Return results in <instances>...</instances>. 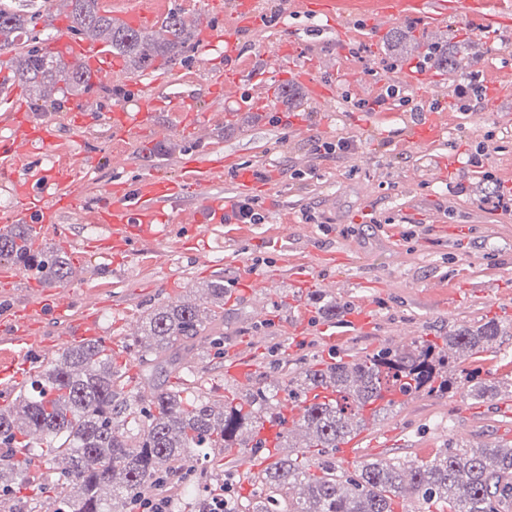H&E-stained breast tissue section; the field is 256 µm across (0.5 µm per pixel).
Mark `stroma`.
Returning <instances> with one entry per match:
<instances>
[{
	"mask_svg": "<svg viewBox=\"0 0 512 512\" xmlns=\"http://www.w3.org/2000/svg\"><path fill=\"white\" fill-rule=\"evenodd\" d=\"M279 2L265 0L262 29L239 34L250 60L239 91L257 96L271 90L270 105L259 113L240 109L231 124L224 121L223 99L207 96L208 84L224 68L218 50L204 55L193 46L178 66L143 73L163 102L156 119L169 130L156 142L137 133L123 138L112 132L110 114L141 93L127 66L97 76L100 118L82 127L75 125L69 104L83 97V88L57 85L53 105L41 108L28 85H20L31 116L51 123L57 142L69 145L82 202L63 216L65 235L49 232L39 243L40 249L64 252L66 276L46 280L27 268L24 282L13 292L0 293V312L30 301L34 286L71 289L75 307L90 299L99 302L100 324L118 346V363L132 392L145 399L151 385L182 390L194 379L198 386L190 390L192 396L208 400L243 394L242 386L224 377L231 356L253 365V388L273 391L308 367L352 362L420 339L440 343L449 325L494 318L502 334L484 352L463 357V384L456 395L417 394L369 423L360 431L359 451L341 469L353 476L367 461L428 459L459 442L473 448L512 445V417L498 412V400L469 392L475 383L512 379V319L499 314L512 307V212L498 209L495 197L499 185L512 184V119L507 116L512 105L495 94L502 78L512 73V35L489 37L462 10L429 26L397 18L389 29L405 31L407 40L393 55L385 36H374L367 24L377 0H336L332 27L304 13L281 16ZM13 6L26 14L42 12L35 34L45 49L57 36L55 19L70 11L67 0H13ZM288 39L299 42L305 60L318 61L317 78L335 85L334 101L314 100L302 84L293 100L278 93L266 66ZM434 42L467 44L468 71L442 76L433 70L420 86L387 97L375 111L358 107V100L384 94L400 81L409 64L424 63L426 47ZM181 70L194 73V81H178ZM473 77L481 78L482 95L468 99L465 110L450 106L433 113L440 130L435 141L422 147L411 142L403 114L413 111L421 97L440 94L444 83L458 87ZM185 98L206 115V141L186 132L187 110L175 105ZM286 112L306 122L309 138L288 135L278 121ZM341 138L350 144L347 151H320L321 143ZM479 146L484 153L477 176L463 181L441 175L438 157L454 152L466 165ZM204 149L228 159V175L214 186L225 196H233L239 168L267 173L269 180L258 194L264 223L208 224L200 228L194 246L173 236L140 241L119 262L84 252V243L101 231L89 223L97 215L94 202L113 181L132 187L152 172L177 176L176 159ZM117 158L123 168H114ZM308 214L314 222H305ZM244 271L262 283L248 297L231 286ZM298 274L311 277V288L295 287ZM218 279L226 282L229 297L224 325L192 349L197 371L184 366L153 370L152 355L137 343L147 315L171 301L210 306L208 286ZM314 290L340 304L335 319L311 303ZM363 310L373 317L365 332L349 321ZM290 320L299 324L300 333L286 330ZM179 480L200 492L173 499L171 512H200L218 483L231 512H254L267 495L260 483L244 479L229 458L217 468L195 463L180 471ZM58 509V493L44 481L19 484L12 498L0 503V512Z\"/></svg>",
	"mask_w": 512,
	"mask_h": 512,
	"instance_id": "obj_1",
	"label": "stroma"
}]
</instances>
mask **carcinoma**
Listing matches in <instances>:
<instances>
[{"mask_svg":"<svg viewBox=\"0 0 512 512\" xmlns=\"http://www.w3.org/2000/svg\"><path fill=\"white\" fill-rule=\"evenodd\" d=\"M34 20L0 3V51L11 55L12 77L42 89L45 97L60 83L85 82L84 71L58 56L38 48L17 53ZM70 22V30L102 43L140 72L182 62L193 28L179 12L164 18L158 36L117 26L102 13L99 0H71ZM429 54L439 68L469 66L447 48L433 46ZM27 244L26 232L0 238V261L65 277L64 257L35 254ZM210 293L212 309L171 302L149 314L143 348L161 366H176L185 340L224 326V284L212 283ZM499 335L500 325L493 320L460 324L448 331L451 354L421 340L354 362L310 367L288 380L287 397L281 400L262 390L235 403H211L158 386L144 416L135 397L121 387L124 371L113 357L100 354L93 343L74 346L36 375L12 408L0 410V478L7 472L19 483H30L40 474L38 462L50 461L63 476L59 497L73 512H119L116 505L126 508L155 479L171 476L192 460L248 447L257 424L280 418L289 402L299 407L296 426L305 430L308 447L335 448L367 421L401 405L396 400L378 404L385 393L408 397L458 388L455 368L461 356L483 351ZM259 482L267 497L256 512H395L408 496L436 502L441 512H512V447L462 443L427 461L368 462L355 477L328 461L306 465L286 457L266 467ZM296 484L303 486L304 496L293 501L289 494Z\"/></svg>","mask_w":512,"mask_h":512,"instance_id":"obj_1","label":"carcinoma"}]
</instances>
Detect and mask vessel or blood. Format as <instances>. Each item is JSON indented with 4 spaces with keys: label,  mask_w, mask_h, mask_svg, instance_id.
I'll return each mask as SVG.
<instances>
[{
    "label": "vessel or blood",
    "mask_w": 512,
    "mask_h": 512,
    "mask_svg": "<svg viewBox=\"0 0 512 512\" xmlns=\"http://www.w3.org/2000/svg\"><path fill=\"white\" fill-rule=\"evenodd\" d=\"M383 14L406 19H423L435 22L443 18L450 6L449 0H379ZM297 9L311 16L335 21V0H294ZM466 12L471 22L490 35H500V14L495 0H466ZM231 18L237 28L254 30L260 28L262 12L256 0H235ZM224 46L223 87L238 85L240 72L236 66L239 43L236 37L212 28L207 32L205 46ZM62 58L83 64L90 72L98 74L110 70L114 61L104 51L101 43L61 34L52 47ZM300 48L295 41L288 40L280 52L282 79L307 83L311 94L329 102L335 96L333 87L312 81L311 66H299ZM157 99L139 97L134 109L117 108L111 115L112 130L124 135L133 131L158 136L155 123ZM410 126L417 142L429 143L437 131L433 126L426 105H418ZM56 137L50 123L37 122L26 110H16L12 131L0 138V157L18 155L28 148L39 147ZM227 168L222 154L199 153L180 162L176 178L167 179L157 173L143 176L135 187L114 183L96 203L104 233L88 243L87 248L103 254H119L127 251L130 243L151 240L160 235L161 226L167 222L166 211L174 203L191 202L192 207L184 219L193 224H220L225 218L235 215L234 199L211 193L215 181L224 177ZM0 179L12 182L15 201L11 209L0 214V236L8 237L17 224L31 227L33 241H40L45 230L59 224L64 213L76 208L79 199L73 188V176L58 171H42L24 179H15L13 174L0 167ZM95 305H88L78 317L70 314L68 297L57 291H46L36 295L33 301L14 307L0 316V338L17 342L27 347V356L20 369L0 372V396H10L24 381L25 375L37 372L46 356L42 350V335L49 319L63 321L66 332L62 343L78 345L87 341L97 344L101 353L113 351L111 337L106 336L96 319Z\"/></svg>",
    "instance_id": "obj_1"
}]
</instances>
